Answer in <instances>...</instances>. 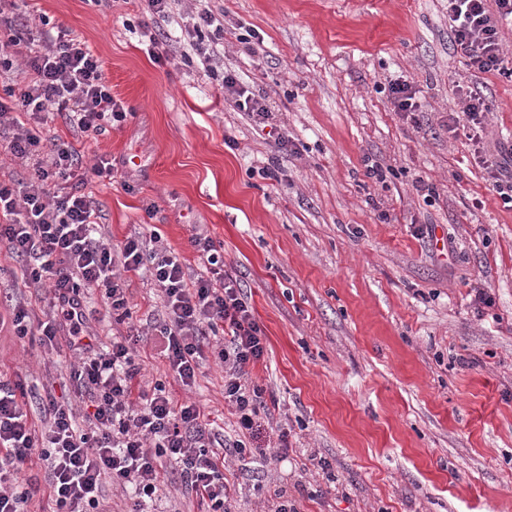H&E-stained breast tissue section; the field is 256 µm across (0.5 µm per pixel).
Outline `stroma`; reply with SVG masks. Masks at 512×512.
Wrapping results in <instances>:
<instances>
[{"label":"stroma","instance_id":"35a3bbf8","mask_svg":"<svg viewBox=\"0 0 512 512\" xmlns=\"http://www.w3.org/2000/svg\"><path fill=\"white\" fill-rule=\"evenodd\" d=\"M15 5L34 32L45 16L88 45L128 111L100 135L57 113L44 125L84 165L111 159L112 182L88 186L105 235L159 232L192 279L201 226L265 330L262 432L257 454L224 465L231 512H269L283 492L297 512H512V208L484 169L512 147V23L501 27L504 73H479L449 45L448 0H209L224 19L226 69L264 98L288 153L183 65L195 0H174L160 63L147 53L144 0ZM241 26L261 43H239ZM398 78L427 123L394 112ZM465 90L490 104L477 144L441 127ZM376 163L385 181L368 175ZM126 278L142 381H165L236 439L223 369L210 360L192 389L175 382L154 350L159 293L147 274ZM476 288L493 307L476 309ZM69 360L0 329V378L68 395ZM282 433L288 456L274 463Z\"/></svg>","mask_w":512,"mask_h":512}]
</instances>
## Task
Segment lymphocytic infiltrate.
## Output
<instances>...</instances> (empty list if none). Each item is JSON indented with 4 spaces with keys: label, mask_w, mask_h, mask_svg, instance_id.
<instances>
[{
    "label": "lymphocytic infiltrate",
    "mask_w": 512,
    "mask_h": 512,
    "mask_svg": "<svg viewBox=\"0 0 512 512\" xmlns=\"http://www.w3.org/2000/svg\"><path fill=\"white\" fill-rule=\"evenodd\" d=\"M509 18L512 0H448L453 46L479 72L500 70V23ZM0 27L6 33L0 72H9L21 47L31 43L32 29L19 12L0 19ZM223 31L210 7L192 14L185 32L193 53L185 64L200 62L204 76L286 148L285 137L270 125L264 100L214 54L211 44ZM25 69L31 81L0 87V131L8 133L0 148L29 165L27 173L0 181V250L22 262L25 286H47L50 311L42 317L34 308L12 304L10 330L19 340L72 353L69 379L77 398H57L48 387L31 395L22 383L0 381V512H28L31 496L21 489L18 474L34 458L45 469L49 489L43 512H112L104 489L108 482L128 494L129 512H159L167 461L206 512H230L235 487L224 475V460L248 455L246 440L261 427L264 389L252 372L267 352L265 331L211 237H191L205 268L193 280L186 279L181 256L158 234L131 236L116 246L106 242L99 209L84 189L89 176L111 177V159L84 168L72 143L19 121L22 112L37 120L54 110L87 134L123 122L126 113L105 82L101 60L61 31L45 35L42 50L27 56ZM140 271L148 272L161 294L153 326L160 357L188 388L195 386L206 356L219 362L238 439L216 431L201 406L175 403L163 382L141 381L134 350L140 334L129 323L124 278ZM91 290L99 291L121 327L106 344L88 330L85 294Z\"/></svg>",
    "instance_id": "f902f5d3"
}]
</instances>
